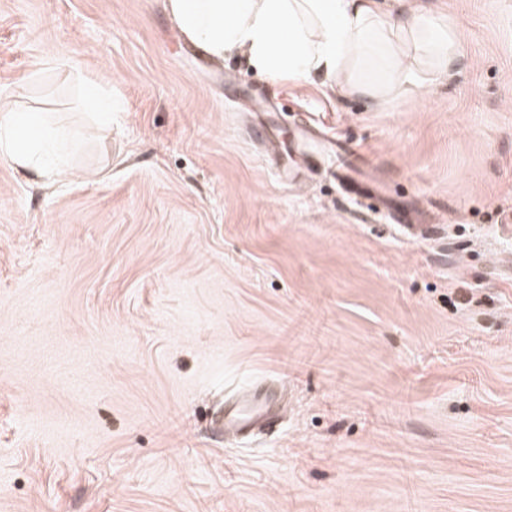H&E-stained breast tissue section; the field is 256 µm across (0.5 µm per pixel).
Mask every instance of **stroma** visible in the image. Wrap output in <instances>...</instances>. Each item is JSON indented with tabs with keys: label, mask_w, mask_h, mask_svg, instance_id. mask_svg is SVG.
<instances>
[{
	"label": "stroma",
	"mask_w": 512,
	"mask_h": 512,
	"mask_svg": "<svg viewBox=\"0 0 512 512\" xmlns=\"http://www.w3.org/2000/svg\"><path fill=\"white\" fill-rule=\"evenodd\" d=\"M421 2L448 78L377 106L198 62L166 0H0V97L76 134L63 183L0 161V512H512V0ZM307 123L385 197L282 182ZM270 408L267 398L256 394H241L229 410L225 408L224 428L226 432L240 433L262 421Z\"/></svg>",
	"instance_id": "1"
}]
</instances>
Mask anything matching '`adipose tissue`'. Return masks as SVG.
<instances>
[{
  "instance_id": "ef3b65f1",
  "label": "adipose tissue",
  "mask_w": 512,
  "mask_h": 512,
  "mask_svg": "<svg viewBox=\"0 0 512 512\" xmlns=\"http://www.w3.org/2000/svg\"><path fill=\"white\" fill-rule=\"evenodd\" d=\"M168 10L207 57H240L273 78H317L377 105L447 73L459 41L454 17L430 16L416 0H168ZM60 150L55 126L0 98V161L54 178Z\"/></svg>"
}]
</instances>
